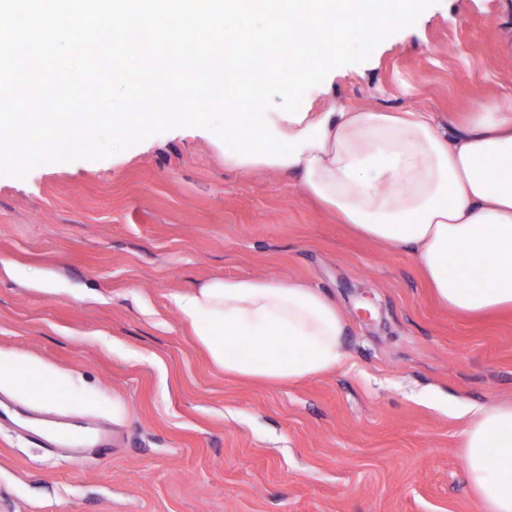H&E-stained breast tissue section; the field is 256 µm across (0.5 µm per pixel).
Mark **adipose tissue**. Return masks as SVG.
Segmentation results:
<instances>
[{
    "label": "adipose tissue",
    "mask_w": 512,
    "mask_h": 512,
    "mask_svg": "<svg viewBox=\"0 0 512 512\" xmlns=\"http://www.w3.org/2000/svg\"><path fill=\"white\" fill-rule=\"evenodd\" d=\"M285 138L323 124L299 157L226 168L295 176L303 192L358 236L410 252L436 298L462 316L512 309V107L477 101L457 134L430 113L332 105L301 122L268 111ZM176 308L225 374L286 384L343 365L346 324L336 304L299 281L211 279ZM31 400L64 383L33 362L0 356V387ZM463 461L486 512H512V403L470 407Z\"/></svg>",
    "instance_id": "1"
}]
</instances>
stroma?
<instances>
[{
    "label": "stroma",
    "mask_w": 512,
    "mask_h": 512,
    "mask_svg": "<svg viewBox=\"0 0 512 512\" xmlns=\"http://www.w3.org/2000/svg\"><path fill=\"white\" fill-rule=\"evenodd\" d=\"M307 95L443 126L512 101V0H438ZM224 277L323 291L345 364L284 385L224 375L173 303ZM0 353L68 382L40 403L0 390V512H486L465 410L512 403V311L448 310L411 254L354 235L296 177L225 168L169 129L0 173ZM91 423L112 429L107 457L26 436Z\"/></svg>",
    "instance_id": "stroma-1"
}]
</instances>
